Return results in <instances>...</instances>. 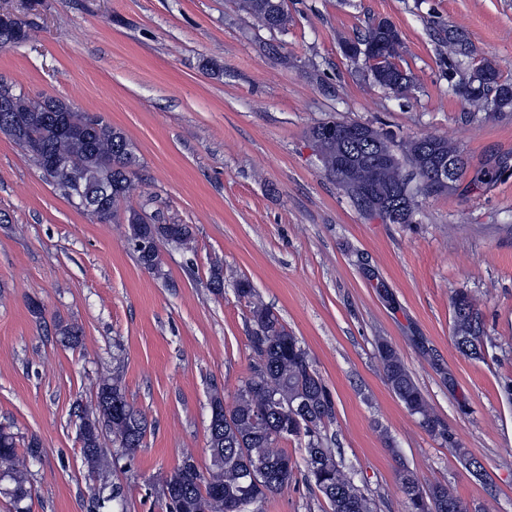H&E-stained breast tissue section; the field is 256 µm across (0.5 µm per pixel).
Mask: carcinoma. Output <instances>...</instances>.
I'll use <instances>...</instances> for the list:
<instances>
[{
	"label": "carcinoma",
	"instance_id": "1",
	"mask_svg": "<svg viewBox=\"0 0 512 512\" xmlns=\"http://www.w3.org/2000/svg\"><path fill=\"white\" fill-rule=\"evenodd\" d=\"M239 7L269 30L288 26L286 0H239ZM30 37L25 22L0 18V49L11 43H23ZM448 43L454 46L449 68L460 75L456 91L463 104L477 111L512 112V82L501 79L495 65L486 60L470 66L472 48L461 35L448 30ZM345 57L365 60L364 51L380 58V66H365L363 78L372 84L403 97L411 88L412 78L399 61L403 60L404 42L395 24L380 18L371 19L363 31L340 43ZM8 112H0L11 127L8 137L27 151V156L41 165L42 154L64 163L61 172L41 171L63 198L70 199L69 187L77 184L91 195L107 189L111 194L95 206L81 210L101 223L116 218L127 225L128 242L139 263L161 276L163 270L155 250L174 243L194 251V231L189 224H163L158 213L146 207L119 209L132 190V169L138 166L137 147L119 128L102 117L72 109L63 99L28 97L9 90L0 97ZM381 145L372 151L392 157L394 172L389 190L416 195L425 191L429 180L428 160L419 150L416 139L395 142L385 132ZM311 139L320 143V164L325 175L336 176V136L326 135L318 125L310 131ZM429 153L448 158L462 166L470 165L463 151L447 141L429 136ZM238 298L246 300L252 330L248 336L255 360L250 375L239 386L233 404L224 408V396L214 392L210 398L211 414L208 451L211 469L200 472L193 458L187 457L164 481L162 494L169 512H259L267 496L297 478L315 487L328 501L330 512H373V502L351 481L336 461L335 452L320 433V427L335 417V403L313 362L279 316L265 305L249 279L234 282ZM452 337L462 356L479 359L484 349L482 314L472 297L459 291L451 299ZM385 382L407 412L433 433L448 439L472 475L480 482L487 473L479 461L467 456L452 440L443 421L435 416L407 368L399 351L389 342L377 347ZM73 413L79 419V435L84 464L91 473L102 474L108 466L101 437L112 435L113 461L140 447L147 432V422L128 401L119 376L99 381L96 401L87 406L77 403ZM288 440L304 442V457L297 461L278 443ZM8 479L7 489L16 504L31 497L29 471L20 460L16 439L0 428V480ZM400 491L406 512H469L466 504L448 492L444 485L424 487L420 477L403 466L398 472Z\"/></svg>",
	"mask_w": 512,
	"mask_h": 512
}]
</instances>
